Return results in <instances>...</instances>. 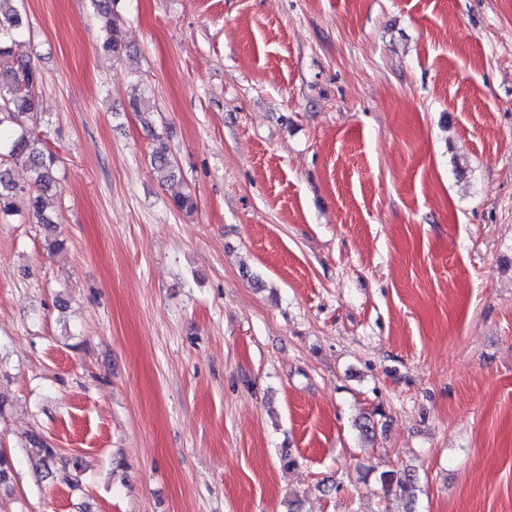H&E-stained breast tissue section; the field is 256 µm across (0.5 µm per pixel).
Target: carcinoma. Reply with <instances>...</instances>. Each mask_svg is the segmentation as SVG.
<instances>
[{"label":"carcinoma","instance_id":"carcinoma-1","mask_svg":"<svg viewBox=\"0 0 512 512\" xmlns=\"http://www.w3.org/2000/svg\"><path fill=\"white\" fill-rule=\"evenodd\" d=\"M117 0H90L100 21L99 46L120 54L126 50L119 15L114 10ZM26 20L19 0H0V214L19 215L31 224H40L46 235V246L62 245L55 235V220L48 212L46 195L57 188L56 156L46 148V141L33 134L28 121L37 110V90L41 81L35 66L13 60L7 44L23 32ZM152 170L163 179H175L179 169L160 136H155L150 159ZM22 164L31 174L29 186H21L12 178V165ZM32 451L48 474L71 488L79 486L82 467L78 458L65 457L45 439L35 436ZM416 480L413 471L386 470L380 474L382 488L403 490Z\"/></svg>","mask_w":512,"mask_h":512}]
</instances>
